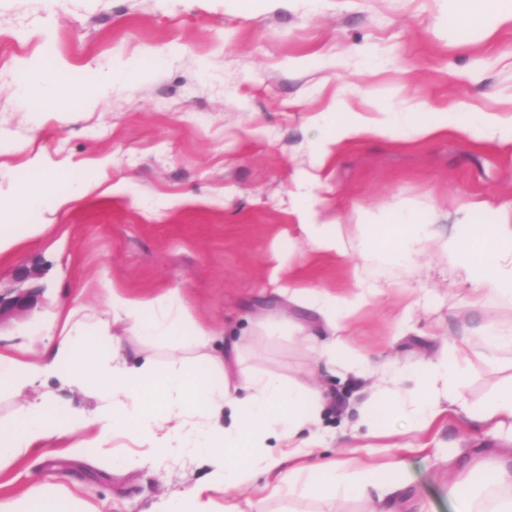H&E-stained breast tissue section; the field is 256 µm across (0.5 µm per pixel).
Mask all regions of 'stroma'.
Returning <instances> with one entry per match:
<instances>
[{
	"label": "stroma",
	"mask_w": 512,
	"mask_h": 512,
	"mask_svg": "<svg viewBox=\"0 0 512 512\" xmlns=\"http://www.w3.org/2000/svg\"><path fill=\"white\" fill-rule=\"evenodd\" d=\"M451 0H279L256 10L235 0H0V191L30 183L35 163L60 175L56 207L19 206L16 224L43 225L0 258V293L15 296L19 269L41 285L37 303L0 316V344L31 329L47 335L59 304L101 310L114 286L149 297L177 293L194 317L225 329L248 364L318 385L332 434L324 457L340 455L362 425L369 380L314 364L310 337H326L320 316L274 293L293 278L343 291L348 260L299 245L282 259L280 241L298 235L290 193L316 173L329 214L375 211L405 201L431 209L437 230L493 224L512 215V143L453 132L415 143L368 136L316 166L314 115L336 102L372 110L493 112L512 119V22L449 27ZM129 65L114 83L103 73ZM58 76L60 112L35 111L24 90L34 74ZM88 185L75 196L71 187ZM480 202L469 210L471 202ZM380 292L345 323L350 355L396 369L481 335L512 304H475L470 283L435 258L411 274L378 269ZM432 305L407 311L411 295ZM470 356L465 395L481 405L511 376ZM362 438L383 461L405 447L408 475L379 512H452L448 477L478 458L503 454L500 440L462 416L429 433ZM207 467L145 462L127 471L76 457L47 441L0 473V495L35 483L79 485L115 512H154L169 484L204 479ZM266 512H368L359 499L294 491Z\"/></svg>",
	"instance_id": "1"
}]
</instances>
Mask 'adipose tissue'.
<instances>
[{"mask_svg": "<svg viewBox=\"0 0 512 512\" xmlns=\"http://www.w3.org/2000/svg\"><path fill=\"white\" fill-rule=\"evenodd\" d=\"M321 129L317 160L338 147L367 136L412 143L431 136L467 131L485 141H512V121L498 115L456 109L445 112L343 110L315 116ZM300 237L281 243L282 256L298 244L352 260L350 291L333 292L291 280L278 293L288 303L315 310L330 331L312 341L316 364L341 366L372 378L369 428L396 423L428 432L453 407H465L463 377L471 337L427 361L387 373L346 350L341 330L378 291L375 267L410 270L429 254L460 271L479 294L512 299V219L495 224H464L459 234L437 232L428 211L399 204L348 220H329L307 186L294 194ZM105 309L89 315L60 307L40 354L23 343L0 346V398L12 399L9 418L0 421V473L45 441L78 455L111 459L124 449L123 461L136 467L142 455L175 465L211 464L207 479L168 490L157 512H243L236 491L257 489L263 499L279 497L286 487L315 481L331 498L383 496L406 476L397 459L371 456L319 460L321 410L325 400L316 386L286 381L273 372L245 365L238 344L218 349L223 332L198 321L177 294L135 295L112 287L104 291ZM143 346L136 358L125 353L126 337ZM176 356L159 365L153 347ZM93 398L86 409L55 404L50 382ZM466 418L488 434L512 440V383L500 386L481 406L465 408ZM225 502H217L216 494ZM448 496L454 512H512V459H484L453 483ZM105 512L85 500L78 487L24 486L0 496V512Z\"/></svg>", "mask_w": 512, "mask_h": 512, "instance_id": "1", "label": "adipose tissue"}]
</instances>
